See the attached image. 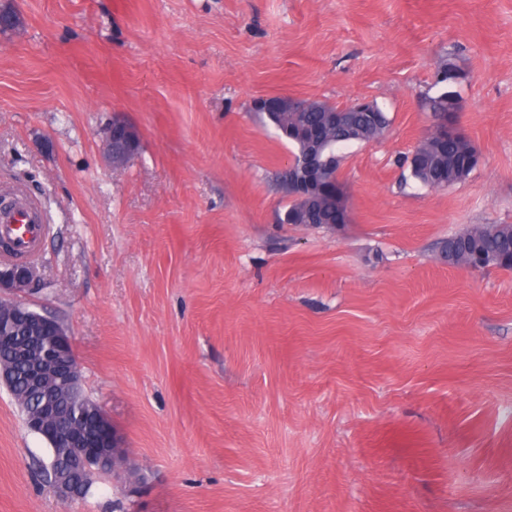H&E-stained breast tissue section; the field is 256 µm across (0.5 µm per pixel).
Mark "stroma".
Returning <instances> with one entry per match:
<instances>
[{
    "mask_svg": "<svg viewBox=\"0 0 512 512\" xmlns=\"http://www.w3.org/2000/svg\"><path fill=\"white\" fill-rule=\"evenodd\" d=\"M9 3L0 190L46 217L29 300L144 480L63 500L0 386V512H512V271L436 253L512 224V0ZM447 65L479 160L435 190L404 159ZM279 94L390 120L343 150L341 228L280 221ZM135 137H139L137 131L126 121L119 117L112 119L109 129L102 140L103 155L112 170H123L129 160L136 157V152L126 156L117 155L113 150V144L118 142L131 143Z\"/></svg>",
    "mask_w": 512,
    "mask_h": 512,
    "instance_id": "stroma-1",
    "label": "stroma"
}]
</instances>
